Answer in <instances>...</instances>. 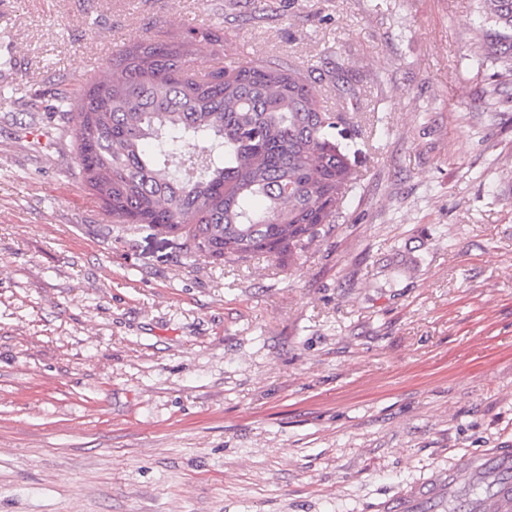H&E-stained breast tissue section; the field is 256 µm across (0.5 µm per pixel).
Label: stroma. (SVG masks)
Returning <instances> with one entry per match:
<instances>
[{
	"mask_svg": "<svg viewBox=\"0 0 512 512\" xmlns=\"http://www.w3.org/2000/svg\"><path fill=\"white\" fill-rule=\"evenodd\" d=\"M474 0H9L0 512H372L512 448V83ZM307 69L360 177L291 264L116 224L60 97L130 43Z\"/></svg>",
	"mask_w": 512,
	"mask_h": 512,
	"instance_id": "35a3bbf8",
	"label": "stroma"
}]
</instances>
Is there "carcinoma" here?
I'll use <instances>...</instances> for the list:
<instances>
[{
  "mask_svg": "<svg viewBox=\"0 0 512 512\" xmlns=\"http://www.w3.org/2000/svg\"><path fill=\"white\" fill-rule=\"evenodd\" d=\"M482 56L512 78V0H476ZM213 29L134 42L57 109L80 183L114 224L181 230L185 250L226 263L279 261L326 237L359 176L326 148L325 109L297 65L194 67Z\"/></svg>",
  "mask_w": 512,
  "mask_h": 512,
  "instance_id": "1",
  "label": "carcinoma"
}]
</instances>
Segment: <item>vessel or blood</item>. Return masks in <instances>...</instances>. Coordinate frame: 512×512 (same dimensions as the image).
Segmentation results:
<instances>
[{"instance_id":"b4317fda","label":"vessel or blood","mask_w":512,"mask_h":512,"mask_svg":"<svg viewBox=\"0 0 512 512\" xmlns=\"http://www.w3.org/2000/svg\"><path fill=\"white\" fill-rule=\"evenodd\" d=\"M488 478L490 491L472 497L470 512H512V448H491L468 455L453 470L432 473L376 504L375 512H446L462 483Z\"/></svg>"}]
</instances>
